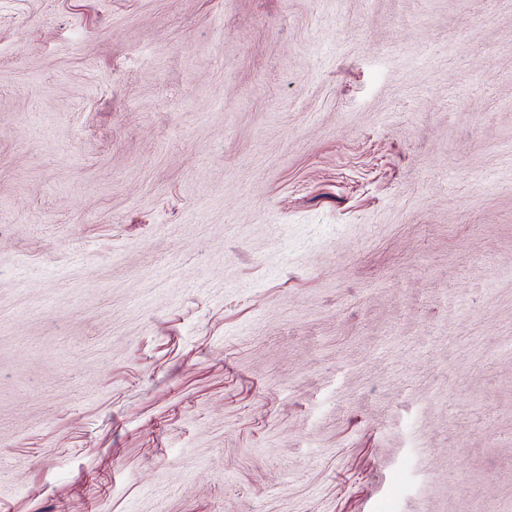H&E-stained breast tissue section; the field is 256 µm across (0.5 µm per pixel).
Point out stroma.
Instances as JSON below:
<instances>
[{
	"mask_svg": "<svg viewBox=\"0 0 512 512\" xmlns=\"http://www.w3.org/2000/svg\"><path fill=\"white\" fill-rule=\"evenodd\" d=\"M0 512H512V0H0Z\"/></svg>",
	"mask_w": 512,
	"mask_h": 512,
	"instance_id": "obj_1",
	"label": "stroma"
}]
</instances>
